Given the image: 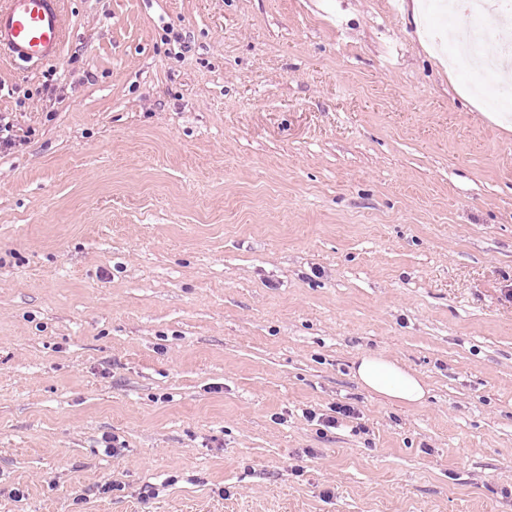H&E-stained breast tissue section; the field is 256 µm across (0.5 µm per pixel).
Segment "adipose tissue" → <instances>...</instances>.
<instances>
[{"label":"adipose tissue","instance_id":"1","mask_svg":"<svg viewBox=\"0 0 512 512\" xmlns=\"http://www.w3.org/2000/svg\"><path fill=\"white\" fill-rule=\"evenodd\" d=\"M355 377L366 391L408 406L420 404L427 394L426 384L416 372L379 353L358 357Z\"/></svg>","mask_w":512,"mask_h":512}]
</instances>
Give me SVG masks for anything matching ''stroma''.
I'll use <instances>...</instances> for the list:
<instances>
[{
    "mask_svg": "<svg viewBox=\"0 0 512 512\" xmlns=\"http://www.w3.org/2000/svg\"><path fill=\"white\" fill-rule=\"evenodd\" d=\"M410 3L63 0L0 61V512H512V114ZM356 361L355 378L366 391L408 406L424 401L426 384L416 372L379 353H365Z\"/></svg>",
    "mask_w": 512,
    "mask_h": 512,
    "instance_id": "35a3bbf8",
    "label": "stroma"
}]
</instances>
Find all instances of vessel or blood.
<instances>
[{"label":"vessel or blood","instance_id":"obj_1","mask_svg":"<svg viewBox=\"0 0 512 512\" xmlns=\"http://www.w3.org/2000/svg\"><path fill=\"white\" fill-rule=\"evenodd\" d=\"M65 39L61 0H0V54L27 63L54 61Z\"/></svg>","mask_w":512,"mask_h":512}]
</instances>
